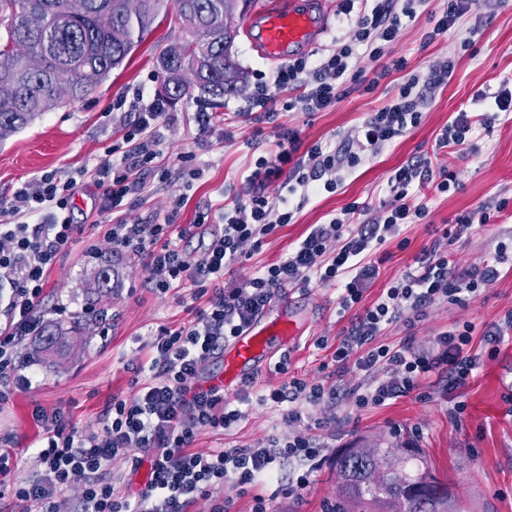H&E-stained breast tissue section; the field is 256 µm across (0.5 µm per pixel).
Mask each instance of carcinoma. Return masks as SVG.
<instances>
[{
    "label": "carcinoma",
    "instance_id": "1",
    "mask_svg": "<svg viewBox=\"0 0 512 512\" xmlns=\"http://www.w3.org/2000/svg\"><path fill=\"white\" fill-rule=\"evenodd\" d=\"M250 0H141L130 13L126 0H0V141L28 128L44 112L80 102L109 78L141 42L162 9L183 24L182 51L159 55L166 74L164 97L178 101L197 92L217 109L238 92L245 76L232 45L234 15ZM41 16L39 30L27 27ZM67 347L53 330L42 351ZM378 451L348 448L336 458L341 498L358 512H449L448 487L429 473L379 469Z\"/></svg>",
    "mask_w": 512,
    "mask_h": 512
}]
</instances>
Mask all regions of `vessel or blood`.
Here are the masks:
<instances>
[{"label": "vessel or blood", "instance_id": "1", "mask_svg": "<svg viewBox=\"0 0 512 512\" xmlns=\"http://www.w3.org/2000/svg\"><path fill=\"white\" fill-rule=\"evenodd\" d=\"M316 22L305 0H293L288 8H269L261 26L262 51L271 60H284L294 51L307 47L314 39ZM288 302L281 295L273 303L277 319L261 315L247 330L227 343L220 372L203 379L204 387L227 391L256 369L267 366L274 355L287 351L299 339V332L283 310Z\"/></svg>", "mask_w": 512, "mask_h": 512}]
</instances>
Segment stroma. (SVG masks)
<instances>
[{"label": "stroma", "instance_id": "1", "mask_svg": "<svg viewBox=\"0 0 512 512\" xmlns=\"http://www.w3.org/2000/svg\"><path fill=\"white\" fill-rule=\"evenodd\" d=\"M289 0H251L244 13L235 14L233 26L239 34L232 51L246 76L247 84L270 79L276 62L261 55L252 39L243 35L246 24L260 14ZM442 7L430 0L426 11L405 21L395 47L407 67L391 72L378 87L368 91L354 87L337 104L318 112L285 111L275 105L272 122L241 119L233 140L224 138L225 114L239 111L245 92L225 96L224 109L216 113L214 125L200 131L196 113L207 105L197 96L182 98L166 106L163 160L171 175L166 183H151L137 199L124 200L112 212L99 211L100 193L88 171L101 159L105 149L121 143L133 113L120 109L121 101L134 95L145 100L159 98L165 79L157 56L168 44L181 40L182 25L174 10L161 11L141 43L114 70L97 91L84 101L45 112L33 125L0 142V200L11 198L17 188L46 174L77 179L79 191L72 202L73 221L78 229L73 242L56 258L48 272L45 318L48 323L69 327L81 316V328L73 332L62 356L39 354L38 340L23 342L16 349L25 373L32 379L30 389H15L7 403L0 405V449L10 454L8 474L0 482L11 485L34 475L38 463L32 453L43 434L33 417L35 407L58 411L80 431L101 428L100 415L112 396H133L139 385L134 366L148 360L147 344L158 326L178 327L195 317L205 299H193L190 289L173 288L159 293L149 288V269L144 255L112 248L105 234L120 220L152 223L173 214L175 223H194L199 210L220 208L227 197L245 193L246 176L258 157L252 140L255 131L271 138L276 127L300 130L304 146L315 143L336 149L364 121L368 113L385 105L398 92L409 74L426 73L434 63L454 58L455 70L448 84L430 90L422 106L423 117L416 127L386 145L382 151L354 170L343 173L335 192L311 197L297 211L293 223L279 227L248 259L227 274L225 283H243L264 266L284 259L305 236L310 225L323 224L357 201L379 206L387 197V179L392 170L410 159H430L457 174V184L448 193L433 196L429 215L420 224L403 226L405 248L387 242L383 250L390 258L380 276L365 292L363 305H371L383 288L414 265L424 247L437 238L443 225L458 216L475 212L500 197L512 196V115L500 117L493 127L478 129V156L464 160L437 148L436 136L454 112L467 108L482 111L485 96L495 92L503 78L512 77V0H478L482 34L470 48H461L451 38L425 42L432 26V14ZM512 253V207L495 214L490 223L472 224L468 234L449 245L458 271L484 267L493 261L499 247ZM110 261L116 275L108 297L96 299L94 273L101 261ZM294 313L305 326L297 345L289 351V368L281 374L266 369L256 377L257 389L270 391L286 382L288 375L321 381L323 363L330 347L336 346L350 324L336 313L338 290L333 285H310L294 289ZM108 311L110 329H102L93 313ZM512 310V268L502 267L492 285L477 297L461 303H436L426 309L413 327H387L381 339L398 345L412 340L415 347L433 346L438 333L466 323L474 327L471 346L481 356V365L466 387L446 392L443 381L424 380L416 394L383 407L356 409L349 387L362 383V372L349 367L340 383L333 406L303 404L314 418L335 417L331 428L317 432L323 459L312 472L301 498L278 497L273 512H322L325 504L338 500L340 480L336 458L346 448H387L390 456L380 458V469L429 472L443 481L457 512H512V329L497 352L484 343L485 328L500 324ZM326 340L327 348L316 345ZM240 407L246 417L222 433H202L194 448L208 453L219 448L249 447L271 436L294 432L280 407L258 403L246 395Z\"/></svg>", "mask_w": 512, "mask_h": 512}]
</instances>
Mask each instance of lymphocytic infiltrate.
Masks as SVG:
<instances>
[{
  "instance_id": "f902f5d3",
  "label": "lymphocytic infiltrate",
  "mask_w": 512,
  "mask_h": 512,
  "mask_svg": "<svg viewBox=\"0 0 512 512\" xmlns=\"http://www.w3.org/2000/svg\"><path fill=\"white\" fill-rule=\"evenodd\" d=\"M427 0H343L341 23L348 36L336 39L319 60L300 57L282 65L270 81L259 83L246 99L244 115L274 102L287 93L286 110L317 112L339 101L349 86L366 81L361 60L377 62L375 79L403 70L405 61L393 58L403 22L414 19ZM476 0H447L426 41L449 36L468 47L481 32L476 22ZM455 69L453 59L432 65L425 74L411 75L385 106L369 113L351 137L345 151L327 150L321 144L303 147L300 133L280 129L274 150L255 161L247 177L250 191L218 209L219 226L196 253L181 243L193 228L207 224L208 213H199L195 224H178L172 217L153 224L111 225L106 232L113 247L145 254L150 283L160 293L190 288L206 297V307L196 309L194 320L177 328L159 326L150 341L152 357L138 392L130 398L113 397L101 414L100 432L86 434L67 425L61 413L35 408L34 418L44 426L36 448L40 470L28 481L0 488V501L11 498L17 512H58V495L74 480L83 493L72 512H190L201 499L209 500V512H230L225 490L251 494L252 512H271L265 489L293 497L309 483L320 446L308 436L275 437L251 448H225L208 454L194 450L203 431H224L244 419L245 413L223 391L203 388L200 380L206 363L224 349L271 304L281 288L340 284V312H354L350 328L334 349L335 368L354 365L366 377L352 388L358 409L382 406L412 394L421 380L437 376L449 389L464 387L480 364L469 344L474 328L466 324L440 332L432 348H414L411 342L396 346L380 340L390 325H411L427 307L443 300L459 303L463 295H477L499 275L496 266L456 273L448 245L473 223L487 224L492 211L512 204L498 200L495 208L458 217L454 227L443 229L415 267L384 288L369 307L360 302L366 288L380 274L376 250L395 239L402 226L418 224L429 214L430 195L447 193L455 183L453 172L433 166L430 160H411L396 168L387 181V201L379 207L351 202L329 223L313 225L288 256L264 269L241 286L224 285L227 269L247 257V248L260 247L276 228L291 223L293 209L286 197L268 194V183L283 180L289 195L308 200L320 192H334L340 174L375 157L394 139L422 119L423 89L447 83ZM130 108L135 120L124 136L126 149L107 148L96 164L95 182L102 188L99 208L109 211L128 197L142 196L151 176H165L156 161L162 155L158 128L166 118L159 100L134 98ZM512 112V78L503 79L488 111L455 112L441 131L437 145L466 159L478 155L473 135L490 128L500 115ZM77 186L75 179L45 175L16 190L10 200L0 201V276L11 293L5 307L6 322L0 328V404L15 388H27L31 380L20 372L15 350L27 338L39 335L44 325L41 311L48 269L73 240L75 226L68 209ZM336 397L330 379L311 384L289 378L281 388L258 395V402L284 405L288 422L303 419L300 402L320 403ZM143 456H135V449ZM130 460L132 469L150 461L144 489L134 495L118 490L110 463ZM302 472L284 479L287 465Z\"/></svg>"
}]
</instances>
